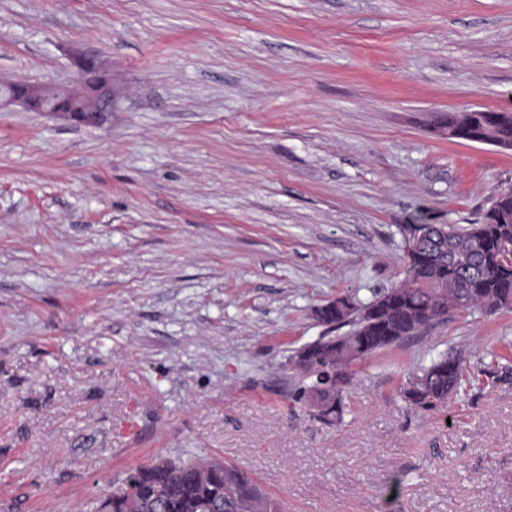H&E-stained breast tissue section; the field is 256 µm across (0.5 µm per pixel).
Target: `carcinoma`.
I'll return each mask as SVG.
<instances>
[{
  "mask_svg": "<svg viewBox=\"0 0 512 512\" xmlns=\"http://www.w3.org/2000/svg\"><path fill=\"white\" fill-rule=\"evenodd\" d=\"M456 138L497 144L512 140V119L485 112L454 114ZM426 236L408 243L404 280L367 304L323 305L318 320L331 329L289 359L300 379L295 392L312 415L330 425L345 412L350 366L438 324L452 313L479 308L487 314L512 309V190L496 196L478 224H425ZM460 353L442 354L407 374L400 394L409 405L435 409L461 396L477 378ZM102 500L97 512H281L244 470L216 460H164L130 472Z\"/></svg>",
  "mask_w": 512,
  "mask_h": 512,
  "instance_id": "cac0c4a2",
  "label": "carcinoma"
}]
</instances>
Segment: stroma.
<instances>
[{"instance_id": "35a3bbf8", "label": "stroma", "mask_w": 512, "mask_h": 512, "mask_svg": "<svg viewBox=\"0 0 512 512\" xmlns=\"http://www.w3.org/2000/svg\"><path fill=\"white\" fill-rule=\"evenodd\" d=\"M78 52L112 70L100 123L0 112V512L195 457L282 512H512V310L353 364L336 426L287 395L319 307L512 188V152L436 128L512 109V0H0V75L68 88ZM456 349L486 374L408 406ZM476 372L483 374L487 369L475 371L461 353L441 354L428 365L409 372L400 385V394L410 406L435 409L460 397L464 384L477 379Z\"/></svg>"}]
</instances>
